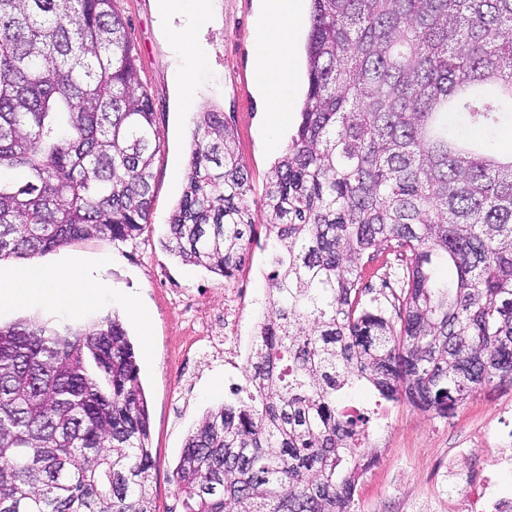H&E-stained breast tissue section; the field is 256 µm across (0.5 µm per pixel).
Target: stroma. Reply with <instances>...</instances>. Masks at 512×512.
I'll list each match as a JSON object with an SVG mask.
<instances>
[{
  "instance_id": "obj_1",
  "label": "stroma",
  "mask_w": 512,
  "mask_h": 512,
  "mask_svg": "<svg viewBox=\"0 0 512 512\" xmlns=\"http://www.w3.org/2000/svg\"><path fill=\"white\" fill-rule=\"evenodd\" d=\"M210 4V26L195 32L206 57L204 66L193 73L203 105L190 109L175 82L183 61L174 33L185 25V18L162 21L157 0H114L115 10L127 24L138 76L152 99L162 138L152 168L149 230L132 241L78 240L32 259L0 261V277L21 274L35 264L81 262L93 267L96 277L111 289V297L89 312L52 311L34 302L0 308V323L35 317L59 328H79L109 313L119 316L134 347L148 401L157 512H176L178 507L180 494L172 471L188 432L208 409L233 403L229 381L244 380L243 372L229 373L223 357L186 345L190 327L201 323L198 305L223 315L226 281L203 267L183 264L162 245L186 183L197 121L202 112H220L236 131V149L253 185L250 209L255 224L261 225L266 221L267 176L288 147L307 91L308 33L303 30L294 46L293 110L277 134H270L265 103L255 81L259 0H210ZM271 250V241L265 239L252 246L237 276L249 289L241 322L245 336H254L265 309ZM104 254L110 256V263L97 266L98 257ZM176 288L195 299V306L176 304L172 294ZM131 299L148 314V327L130 317L127 302ZM347 402L369 416L370 442L377 455L359 482L351 512H452L451 485L474 473L498 476L502 486L512 488V471H501L486 448L478 443L467 448L459 445L468 429L486 422L512 432V415L500 414L512 402V388H485L460 404L449 418L421 412L403 401L378 406L364 391L352 393Z\"/></svg>"
}]
</instances>
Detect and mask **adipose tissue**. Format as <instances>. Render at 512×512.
<instances>
[{
	"label": "adipose tissue",
	"mask_w": 512,
	"mask_h": 512,
	"mask_svg": "<svg viewBox=\"0 0 512 512\" xmlns=\"http://www.w3.org/2000/svg\"><path fill=\"white\" fill-rule=\"evenodd\" d=\"M304 0H263L256 31V84L269 112V127L288 120L295 83L293 47L302 28ZM106 287L87 267L69 263L54 269L30 266L24 273L0 280V306H20L32 301L72 313L96 308Z\"/></svg>",
	"instance_id": "1"
}]
</instances>
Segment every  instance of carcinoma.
Masks as SVG:
<instances>
[{
  "label": "carcinoma",
  "mask_w": 512,
  "mask_h": 512,
  "mask_svg": "<svg viewBox=\"0 0 512 512\" xmlns=\"http://www.w3.org/2000/svg\"><path fill=\"white\" fill-rule=\"evenodd\" d=\"M306 66L267 177L275 249L245 397L188 435L182 512H349L376 456L346 394L447 418L512 386V154L464 131L512 124V0H312ZM161 146L112 0H0V260L137 238ZM251 191L224 113H202L165 247L234 278L258 242ZM380 254L395 289L363 284ZM149 438L117 315L0 324V512H156Z\"/></svg>",
  "instance_id": "1"
}]
</instances>
